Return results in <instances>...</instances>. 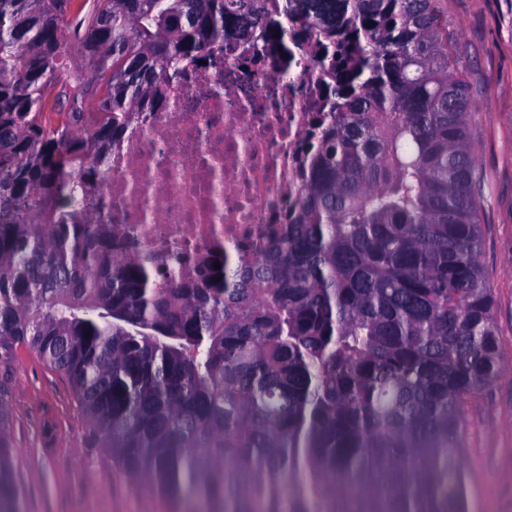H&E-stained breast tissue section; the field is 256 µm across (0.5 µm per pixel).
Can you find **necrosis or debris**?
Here are the masks:
<instances>
[{
    "instance_id": "necrosis-or-debris-1",
    "label": "necrosis or debris",
    "mask_w": 512,
    "mask_h": 512,
    "mask_svg": "<svg viewBox=\"0 0 512 512\" xmlns=\"http://www.w3.org/2000/svg\"><path fill=\"white\" fill-rule=\"evenodd\" d=\"M291 51L285 61L259 29L169 71L113 144L86 213L113 240L192 269L219 250L254 249L286 223L309 175L308 143L336 114L323 39L303 34Z\"/></svg>"
}]
</instances>
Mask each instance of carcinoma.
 Returning a JSON list of instances; mask_svg holds the SVG:
<instances>
[{
    "label": "carcinoma",
    "mask_w": 512,
    "mask_h": 512,
    "mask_svg": "<svg viewBox=\"0 0 512 512\" xmlns=\"http://www.w3.org/2000/svg\"><path fill=\"white\" fill-rule=\"evenodd\" d=\"M267 2L0 0V512H24L19 348L69 379L132 490L190 512H471L466 414L502 351L478 106L439 0H288L334 46L336 122L258 257L180 276L74 220L162 75Z\"/></svg>",
    "instance_id": "1"
}]
</instances>
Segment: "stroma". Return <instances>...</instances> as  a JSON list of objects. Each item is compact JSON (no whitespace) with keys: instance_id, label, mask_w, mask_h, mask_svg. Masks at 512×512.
I'll list each match as a JSON object with an SVG mask.
<instances>
[{"instance_id":"obj_1","label":"stroma","mask_w":512,"mask_h":512,"mask_svg":"<svg viewBox=\"0 0 512 512\" xmlns=\"http://www.w3.org/2000/svg\"><path fill=\"white\" fill-rule=\"evenodd\" d=\"M465 53L483 117L473 130L487 173L480 262L493 281L503 374L468 414L473 512H512V0H441ZM10 438L26 512H169L161 497L131 490L89 424L68 380L31 350L11 360Z\"/></svg>"}]
</instances>
